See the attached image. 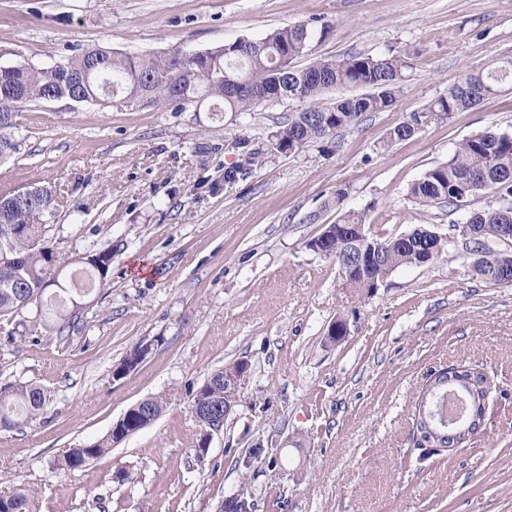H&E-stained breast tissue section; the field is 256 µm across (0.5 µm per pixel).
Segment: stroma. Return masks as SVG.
<instances>
[{"label":"stroma","instance_id":"stroma-1","mask_svg":"<svg viewBox=\"0 0 512 512\" xmlns=\"http://www.w3.org/2000/svg\"><path fill=\"white\" fill-rule=\"evenodd\" d=\"M300 21L314 31L300 68L399 53L396 103L290 154L268 136L306 109L298 99L220 120L122 95L21 112L0 190L52 187L49 246L76 260L111 245L112 272L68 341L25 335L23 314L0 319V386L49 393L36 419L0 428V493L26 484L42 512H218L243 487L255 512H512V287L441 261L398 268L365 297L309 247L343 210L364 212L380 237L422 226L444 236L490 203L482 192L455 211L427 208L408 190L464 139L512 134V88L410 139L388 134L512 54V0H0V64L49 67L84 47L194 54ZM252 151L249 173L225 179ZM339 318L349 333L333 344ZM142 342L146 357L113 380ZM239 361L236 404L197 465L193 396ZM462 365L491 381L484 424L459 447H427L423 389ZM155 395L165 405L152 424L83 469L57 470ZM258 443L281 449L284 466L240 467Z\"/></svg>","mask_w":512,"mask_h":512}]
</instances>
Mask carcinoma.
Listing matches in <instances>:
<instances>
[{
	"label": "carcinoma",
	"mask_w": 512,
	"mask_h": 512,
	"mask_svg": "<svg viewBox=\"0 0 512 512\" xmlns=\"http://www.w3.org/2000/svg\"><path fill=\"white\" fill-rule=\"evenodd\" d=\"M313 35L307 23L288 25L254 40L240 39L210 51L192 55L174 52L154 56L117 54L104 48L85 50L50 67L29 63L0 65V160L16 152L12 130L18 128L19 113L32 103L75 100L102 104L118 92L128 100L147 106L168 105L182 112L199 107L221 119L226 112H251L268 102L289 98L309 100L311 105L288 124L268 136L272 149L281 153L301 150L307 144L358 125L368 112L391 107L402 89V62L393 55L350 54L342 58L316 60L304 68L293 61L301 56ZM467 89L454 85L448 94L426 108L413 112L389 133L390 141L406 140L433 120H446L456 112L478 105L498 85L512 83V56L498 65L464 76ZM332 88H368L370 92L345 96L331 104L317 99ZM468 196L488 191L494 202L470 213L456 225V234L441 237L431 230H414L398 237L381 238L379 263L395 269L424 266L450 259L463 250L473 256L472 272L482 280L512 286V135L485 132L464 140L451 159L428 169L409 189L408 197L421 206L455 209ZM55 195L45 186L31 184L0 191V318L9 317L32 305L37 307L27 335L39 328L66 340L78 329L84 309L72 305L76 290L94 291L105 285L112 271V246L91 250L79 266L61 275L69 262L48 246L46 225L53 217ZM341 227L330 235L326 258L339 272L353 280L372 276V262L350 269L347 254L359 245L353 228L366 229L363 213L344 211ZM151 350L141 343L117 365L114 373L135 368ZM239 364L212 373L196 391L192 403L206 399L211 406L224 407V376ZM469 382L462 401L447 400L448 378L434 389L425 411L441 410L447 402L455 412L474 411L487 392V378L465 371ZM48 400L47 392L33 383L7 384L0 388V426H17L39 414ZM163 410L160 397H149L126 411L111 432L89 448H73L57 461V469L74 471L103 457L112 446L151 424ZM0 512H39L37 497L18 488L0 496ZM224 512H254V503L244 490L224 499Z\"/></svg>",
	"instance_id": "cac0c4a2"
}]
</instances>
